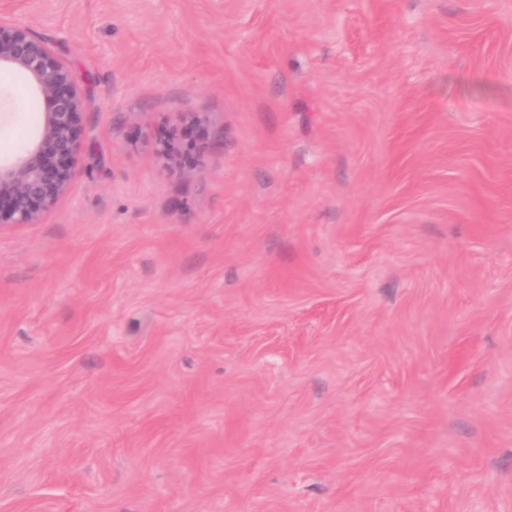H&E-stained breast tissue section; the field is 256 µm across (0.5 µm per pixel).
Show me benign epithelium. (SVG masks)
<instances>
[{
  "label": "benign epithelium",
  "mask_w": 512,
  "mask_h": 512,
  "mask_svg": "<svg viewBox=\"0 0 512 512\" xmlns=\"http://www.w3.org/2000/svg\"><path fill=\"white\" fill-rule=\"evenodd\" d=\"M21 74L42 107L35 134L0 160V223L36 224L69 190L85 137L86 101L74 73L44 40L0 11V69ZM167 169L181 160L169 140L156 143Z\"/></svg>",
  "instance_id": "7a95c632"
}]
</instances>
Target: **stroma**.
Segmentation results:
<instances>
[{"instance_id":"1","label":"stroma","mask_w":512,"mask_h":512,"mask_svg":"<svg viewBox=\"0 0 512 512\" xmlns=\"http://www.w3.org/2000/svg\"><path fill=\"white\" fill-rule=\"evenodd\" d=\"M1 7L88 112L0 228V512H512V0Z\"/></svg>"}]
</instances>
